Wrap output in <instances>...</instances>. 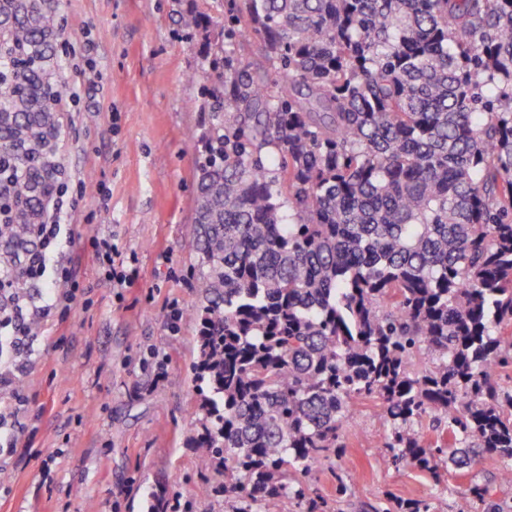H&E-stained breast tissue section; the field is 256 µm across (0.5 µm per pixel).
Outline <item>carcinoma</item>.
Segmentation results:
<instances>
[{"mask_svg":"<svg viewBox=\"0 0 512 512\" xmlns=\"http://www.w3.org/2000/svg\"><path fill=\"white\" fill-rule=\"evenodd\" d=\"M56 2L0 0V284L61 172ZM229 2L220 34L267 67L199 51L197 512H323L312 470L359 401L395 464L512 462V0ZM236 50L242 61L250 64L253 69L264 65V47L259 36L252 35L249 39L238 43Z\"/></svg>","mask_w":512,"mask_h":512,"instance_id":"1","label":"carcinoma"}]
</instances>
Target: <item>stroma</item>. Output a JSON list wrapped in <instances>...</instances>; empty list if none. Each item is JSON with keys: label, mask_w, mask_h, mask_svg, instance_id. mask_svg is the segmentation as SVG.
Returning <instances> with one entry per match:
<instances>
[{"label": "stroma", "mask_w": 512, "mask_h": 512, "mask_svg": "<svg viewBox=\"0 0 512 512\" xmlns=\"http://www.w3.org/2000/svg\"><path fill=\"white\" fill-rule=\"evenodd\" d=\"M191 7L217 18L224 0H60L57 70L75 59L98 73L77 102L59 105L73 215L64 262L75 300L39 320L35 354L18 374L25 405L0 396L32 444L28 457L0 455V512H147L152 492L191 503L202 483L193 444L198 327L189 315L199 303L198 256L189 229L208 106L197 41L181 24ZM101 230L136 270L130 287L100 274L90 239ZM387 430L373 407H354L345 447L313 475L328 512L412 500L455 512L474 482L512 506L499 458L436 480L389 462ZM339 474L350 497L336 496Z\"/></svg>", "instance_id": "stroma-1"}]
</instances>
